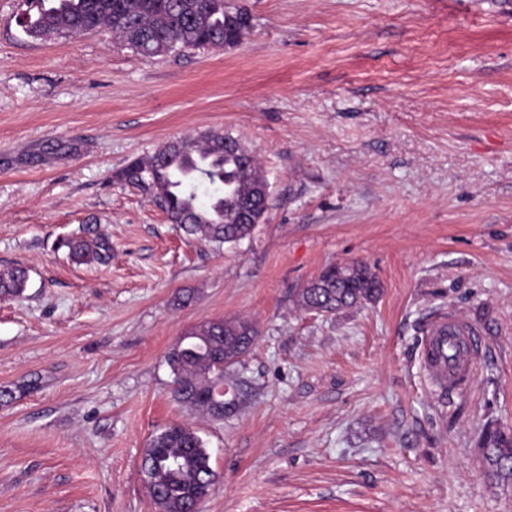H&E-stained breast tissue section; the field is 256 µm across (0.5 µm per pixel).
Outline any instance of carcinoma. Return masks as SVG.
I'll return each mask as SVG.
<instances>
[{"label":"carcinoma","mask_w":512,"mask_h":512,"mask_svg":"<svg viewBox=\"0 0 512 512\" xmlns=\"http://www.w3.org/2000/svg\"><path fill=\"white\" fill-rule=\"evenodd\" d=\"M225 0H26L20 26L35 39L104 31L145 58L179 49H222L241 44L244 25L235 11L224 14ZM161 202L168 220L186 234L221 248L251 236L269 206L270 190L257 157L248 158L241 143L220 131L167 141L151 157L135 160L118 173ZM70 259L107 263L108 237L73 236L59 242ZM28 281L21 265L0 268V300L21 296ZM382 294L379 278L359 261L331 265L297 293L300 308L331 316L343 309L375 303ZM199 345L191 354L172 347L165 361L172 374L174 398L213 414L203 376L224 381L256 341L255 326L245 319L213 320L185 333ZM480 454L489 472L512 482V429L488 427ZM143 468L154 473L148 484L159 512H192L211 490L214 470L203 440L191 427L173 424L149 441Z\"/></svg>","instance_id":"obj_1"}]
</instances>
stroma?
I'll return each instance as SVG.
<instances>
[{"label":"stroma","mask_w":512,"mask_h":512,"mask_svg":"<svg viewBox=\"0 0 512 512\" xmlns=\"http://www.w3.org/2000/svg\"><path fill=\"white\" fill-rule=\"evenodd\" d=\"M237 47L145 58L105 33L39 40L0 0V512H157L152 435L204 440L201 512H512L485 426L512 427V0H234ZM219 130L258 156L250 237L187 241L117 177ZM89 226L109 265L57 246ZM367 264L376 303L333 316L296 294ZM478 329L463 388L422 370L428 321ZM252 319L245 403L216 420L171 396L195 325ZM28 281L27 270L21 265L0 268V300L21 296Z\"/></svg>","instance_id":"1"}]
</instances>
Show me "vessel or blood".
I'll return each mask as SVG.
<instances>
[{"mask_svg": "<svg viewBox=\"0 0 512 512\" xmlns=\"http://www.w3.org/2000/svg\"><path fill=\"white\" fill-rule=\"evenodd\" d=\"M477 332L469 323L452 313H442L425 328L422 364L438 389L449 382H465L474 372L478 358L474 351Z\"/></svg>", "mask_w": 512, "mask_h": 512, "instance_id": "obj_1", "label": "vessel or blood"}]
</instances>
